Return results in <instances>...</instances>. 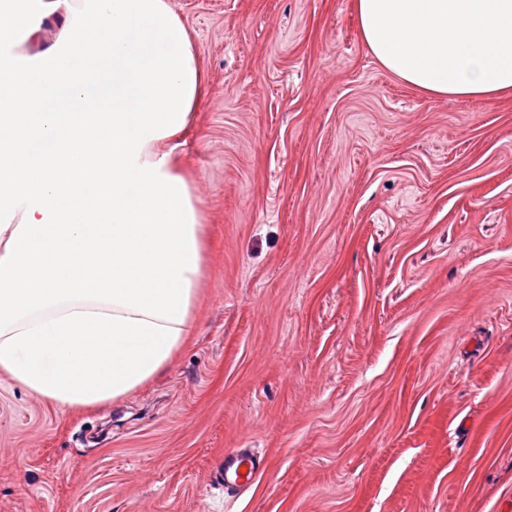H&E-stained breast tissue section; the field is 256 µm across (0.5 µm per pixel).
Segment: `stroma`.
I'll use <instances>...</instances> for the list:
<instances>
[{"label": "stroma", "instance_id": "1", "mask_svg": "<svg viewBox=\"0 0 512 512\" xmlns=\"http://www.w3.org/2000/svg\"><path fill=\"white\" fill-rule=\"evenodd\" d=\"M205 82L194 329L125 400L0 372V512H512V92L385 70L355 0H168ZM266 467L229 493L224 453Z\"/></svg>", "mask_w": 512, "mask_h": 512}]
</instances>
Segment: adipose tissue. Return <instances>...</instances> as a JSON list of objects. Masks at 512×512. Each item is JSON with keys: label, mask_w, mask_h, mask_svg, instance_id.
Here are the masks:
<instances>
[{"label": "adipose tissue", "mask_w": 512, "mask_h": 512, "mask_svg": "<svg viewBox=\"0 0 512 512\" xmlns=\"http://www.w3.org/2000/svg\"><path fill=\"white\" fill-rule=\"evenodd\" d=\"M0 0V372L62 409L124 399L193 329L203 213L171 141L205 88L167 0ZM379 64L435 95L512 91V0H356ZM61 36L30 58L41 22Z\"/></svg>", "instance_id": "ef3b65f1"}]
</instances>
